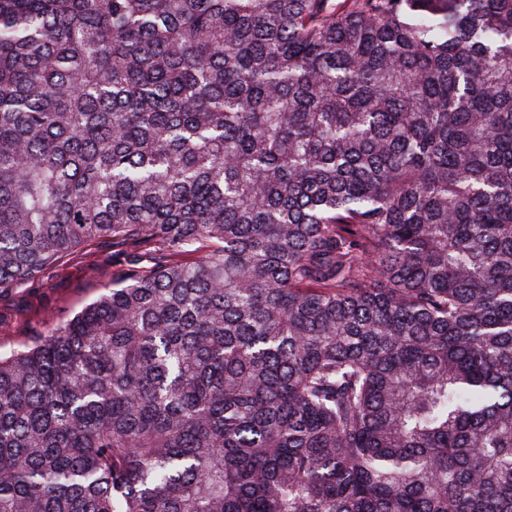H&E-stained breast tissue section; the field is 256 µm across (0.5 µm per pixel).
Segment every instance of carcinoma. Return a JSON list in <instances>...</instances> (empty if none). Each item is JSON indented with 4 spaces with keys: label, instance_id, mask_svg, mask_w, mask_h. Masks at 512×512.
I'll return each instance as SVG.
<instances>
[{
    "label": "carcinoma",
    "instance_id": "carcinoma-1",
    "mask_svg": "<svg viewBox=\"0 0 512 512\" xmlns=\"http://www.w3.org/2000/svg\"><path fill=\"white\" fill-rule=\"evenodd\" d=\"M0 512H512V0H0ZM112 244L93 251L91 262L71 261L52 270L42 284L24 294L0 301V351L9 350L29 331L30 323L46 317L56 322L72 317L96 300L108 281L106 273L116 272L118 256Z\"/></svg>",
    "mask_w": 512,
    "mask_h": 512
}]
</instances>
